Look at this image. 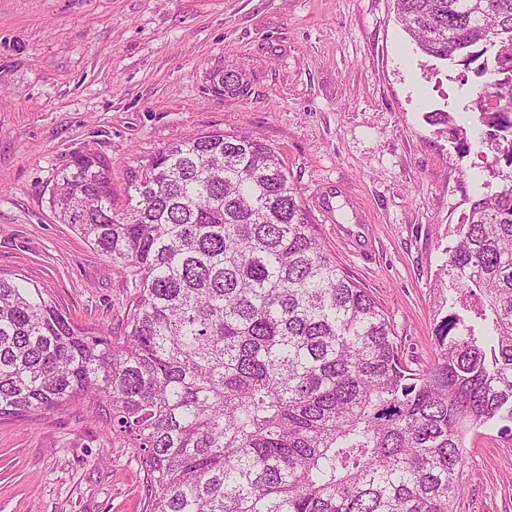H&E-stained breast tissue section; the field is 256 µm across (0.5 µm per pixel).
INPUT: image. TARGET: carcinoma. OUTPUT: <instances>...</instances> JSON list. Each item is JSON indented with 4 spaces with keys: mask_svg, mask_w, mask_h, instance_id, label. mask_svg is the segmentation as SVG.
<instances>
[{
    "mask_svg": "<svg viewBox=\"0 0 512 512\" xmlns=\"http://www.w3.org/2000/svg\"><path fill=\"white\" fill-rule=\"evenodd\" d=\"M394 9L424 56L477 64V136L505 166L443 250L433 365L402 359L276 149L209 131L132 171L122 206L108 158L57 173L59 223L136 292L118 335L0 279V417L82 406L143 452L150 512H452L467 437L512 429V0ZM427 120L468 144L451 113Z\"/></svg>",
    "mask_w": 512,
    "mask_h": 512,
    "instance_id": "1",
    "label": "carcinoma"
}]
</instances>
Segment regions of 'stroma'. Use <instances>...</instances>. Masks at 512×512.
<instances>
[{
	"instance_id": "obj_1",
	"label": "stroma",
	"mask_w": 512,
	"mask_h": 512,
	"mask_svg": "<svg viewBox=\"0 0 512 512\" xmlns=\"http://www.w3.org/2000/svg\"><path fill=\"white\" fill-rule=\"evenodd\" d=\"M220 66L246 94L211 90ZM479 87L473 70L417 54L392 0H0V278L121 332L132 277L57 221V173L75 152L101 154L121 200L130 170L169 143L253 133L424 368L448 228L500 186L489 145L462 149L426 115L467 122ZM459 481L454 512H512V432L484 429ZM0 512H148L147 474L81 409L1 418Z\"/></svg>"
}]
</instances>
